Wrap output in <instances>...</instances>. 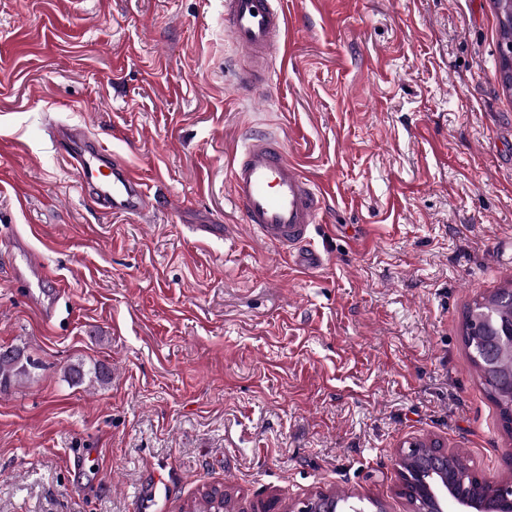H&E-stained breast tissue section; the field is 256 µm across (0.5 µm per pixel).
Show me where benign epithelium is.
Segmentation results:
<instances>
[{
  "mask_svg": "<svg viewBox=\"0 0 512 512\" xmlns=\"http://www.w3.org/2000/svg\"><path fill=\"white\" fill-rule=\"evenodd\" d=\"M482 347L473 358L486 373L512 359V319L508 323L489 320L481 331ZM452 452L433 439H415L401 447L396 459L400 493L412 512H512V483L487 488L483 483L463 488L465 478L448 470ZM293 512H341L331 494L319 493Z\"/></svg>",
  "mask_w": 512,
  "mask_h": 512,
  "instance_id": "7a95c632",
  "label": "benign epithelium"
}]
</instances>
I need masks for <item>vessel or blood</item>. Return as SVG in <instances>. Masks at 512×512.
Returning a JSON list of instances; mask_svg holds the SVG:
<instances>
[{
	"label": "vessel or blood",
	"instance_id": "1",
	"mask_svg": "<svg viewBox=\"0 0 512 512\" xmlns=\"http://www.w3.org/2000/svg\"><path fill=\"white\" fill-rule=\"evenodd\" d=\"M288 25L276 0H224L225 29L251 58L254 82L269 81L268 63L280 55ZM56 135L72 145L70 158L81 186L101 210L144 215L154 208L156 197L102 143L71 128L59 129ZM230 187L236 208L260 242L286 254L297 253L303 268L324 265V257L308 243L328 190L306 176L284 142L264 135L249 137L233 159Z\"/></svg>",
	"mask_w": 512,
	"mask_h": 512
}]
</instances>
